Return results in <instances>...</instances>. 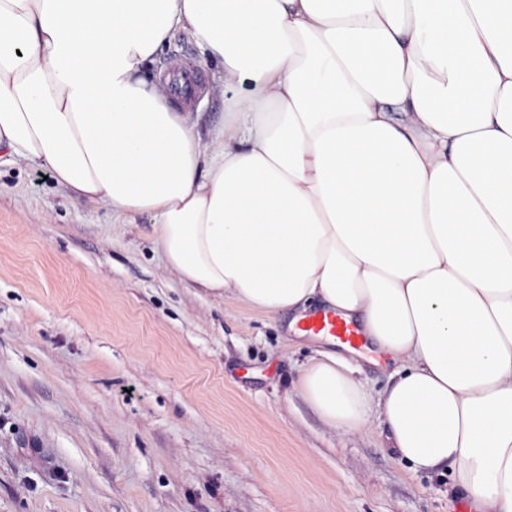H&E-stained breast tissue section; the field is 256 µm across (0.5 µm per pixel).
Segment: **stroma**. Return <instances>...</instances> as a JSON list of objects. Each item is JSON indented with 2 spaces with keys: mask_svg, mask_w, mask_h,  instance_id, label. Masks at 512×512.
<instances>
[{
  "mask_svg": "<svg viewBox=\"0 0 512 512\" xmlns=\"http://www.w3.org/2000/svg\"><path fill=\"white\" fill-rule=\"evenodd\" d=\"M183 61L206 143L224 71L176 23L151 73ZM321 344L187 287L148 216L0 167V512H452L376 417L341 430L292 390Z\"/></svg>",
  "mask_w": 512,
  "mask_h": 512,
  "instance_id": "stroma-1",
  "label": "stroma"
}]
</instances>
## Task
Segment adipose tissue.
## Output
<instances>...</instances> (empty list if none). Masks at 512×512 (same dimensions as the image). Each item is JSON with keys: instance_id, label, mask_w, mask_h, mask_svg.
I'll return each mask as SVG.
<instances>
[{"instance_id": "obj_1", "label": "adipose tissue", "mask_w": 512, "mask_h": 512, "mask_svg": "<svg viewBox=\"0 0 512 512\" xmlns=\"http://www.w3.org/2000/svg\"><path fill=\"white\" fill-rule=\"evenodd\" d=\"M177 21L249 85L207 145L149 73ZM18 160L149 215L189 287L357 323L378 395L326 350L293 389L512 512V0H0Z\"/></svg>"}]
</instances>
